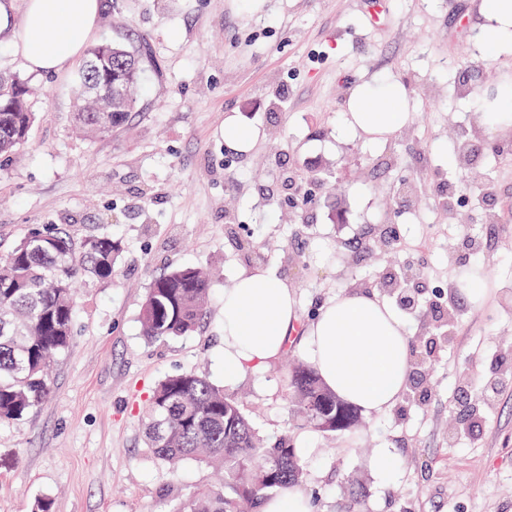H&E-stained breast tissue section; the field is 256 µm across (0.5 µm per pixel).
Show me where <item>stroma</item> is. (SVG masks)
I'll use <instances>...</instances> for the list:
<instances>
[{
  "instance_id": "35a3bbf8",
  "label": "stroma",
  "mask_w": 512,
  "mask_h": 512,
  "mask_svg": "<svg viewBox=\"0 0 512 512\" xmlns=\"http://www.w3.org/2000/svg\"><path fill=\"white\" fill-rule=\"evenodd\" d=\"M93 43L145 53L142 94L127 124L76 132L73 70H28L0 44V70L45 93L29 141L0 165V256L38 225L75 240L109 237L118 272L77 285L69 348L51 392L0 424V512H171L217 484L205 462L172 467L147 448L155 387L197 372L237 399L268 442L289 438L315 512H512V135L479 114L512 57L476 50L481 0H103ZM402 83L411 112L388 141L340 138L346 101L364 78ZM259 131L255 149L224 144V118ZM324 170L326 184L307 185ZM482 241L472 254L467 237ZM489 268L492 304L453 293L455 271ZM212 273L206 316L191 333L142 334L146 289L175 268ZM288 282L302 315L347 291L399 302L390 281L416 276L402 308L409 384L389 410L359 413L328 434L292 412L289 384L305 353L290 348L224 383V286L241 270ZM398 462L383 480L380 450Z\"/></svg>"
}]
</instances>
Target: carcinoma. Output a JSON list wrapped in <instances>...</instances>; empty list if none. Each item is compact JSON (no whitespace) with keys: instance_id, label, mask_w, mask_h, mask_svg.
<instances>
[{"instance_id":"1","label":"carcinoma","mask_w":512,"mask_h":512,"mask_svg":"<svg viewBox=\"0 0 512 512\" xmlns=\"http://www.w3.org/2000/svg\"><path fill=\"white\" fill-rule=\"evenodd\" d=\"M140 88L137 54L114 42L90 47L73 80L74 124L90 133L119 129L135 110ZM32 95L26 81L0 72V159L28 141L35 121ZM117 255L110 238L89 237L77 245L59 228H34L0 258V422L22 419L48 397L50 364L72 340L74 283L82 276L112 278ZM208 296V279L196 268L155 278L140 310L145 336L157 341L193 330ZM290 383L293 410L309 425L323 432L356 425L355 409L324 389L313 370L299 366ZM145 437L156 457L172 467L202 455L224 470V486L199 491L172 512H243L303 478L288 438L260 439L235 400L192 372L156 388Z\"/></svg>"}]
</instances>
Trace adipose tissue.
Returning <instances> with one entry per match:
<instances>
[{
    "mask_svg": "<svg viewBox=\"0 0 512 512\" xmlns=\"http://www.w3.org/2000/svg\"><path fill=\"white\" fill-rule=\"evenodd\" d=\"M476 47L489 60L512 56V0H482ZM100 0H0V42L33 72L57 74L79 60L94 33ZM346 134L385 141L409 117L406 88L394 79L360 83L347 100ZM323 385L368 414L390 409L410 375L404 322L377 296L350 291L303 319L293 289L263 269L242 271L224 289V382L278 358L290 336Z\"/></svg>",
    "mask_w": 512,
    "mask_h": 512,
    "instance_id": "ef3b65f1",
    "label": "adipose tissue"
}]
</instances>
